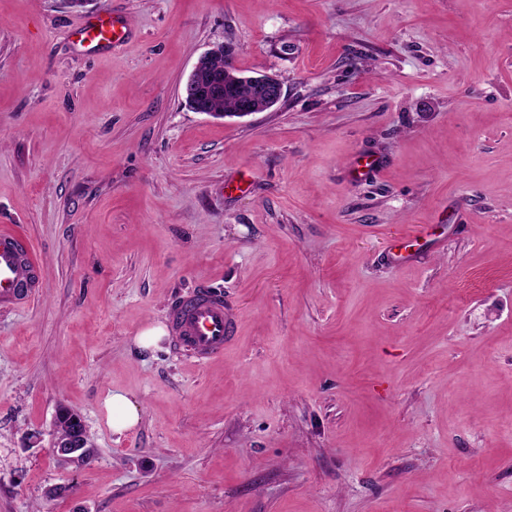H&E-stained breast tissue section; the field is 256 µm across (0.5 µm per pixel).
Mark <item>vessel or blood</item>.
Here are the masks:
<instances>
[{"label": "vessel or blood", "instance_id": "vessel-or-blood-1", "mask_svg": "<svg viewBox=\"0 0 512 512\" xmlns=\"http://www.w3.org/2000/svg\"><path fill=\"white\" fill-rule=\"evenodd\" d=\"M77 30L91 47L114 45L127 33L123 21L98 16L81 21ZM32 247L14 233L0 230V307L11 308L33 300L40 286L41 269ZM175 344L197 362H209L224 353L226 315L223 294L207 288L175 302L170 308Z\"/></svg>", "mask_w": 512, "mask_h": 512}]
</instances>
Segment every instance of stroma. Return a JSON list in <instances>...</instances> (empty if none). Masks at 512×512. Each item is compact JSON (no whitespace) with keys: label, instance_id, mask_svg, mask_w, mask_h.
<instances>
[{"label":"stroma","instance_id":"obj_1","mask_svg":"<svg viewBox=\"0 0 512 512\" xmlns=\"http://www.w3.org/2000/svg\"><path fill=\"white\" fill-rule=\"evenodd\" d=\"M220 44L276 106H186ZM1 227L0 512H512V0H0ZM200 288L223 356L135 344ZM77 30L84 35V39L88 40V45L92 48L115 45L122 41L127 33L124 22L113 16H97L81 21L77 25ZM32 246L14 233L0 230V307L11 308L33 300L40 287L41 269ZM107 422L115 433L133 429L140 422V407L122 393H112L104 400ZM86 435L83 422L81 426L74 425L66 432H60L56 428L54 439L50 445L52 454L60 460L87 461L89 445Z\"/></svg>","mask_w":512,"mask_h":512}]
</instances>
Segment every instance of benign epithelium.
<instances>
[{"label":"benign epithelium","mask_w":512,"mask_h":512,"mask_svg":"<svg viewBox=\"0 0 512 512\" xmlns=\"http://www.w3.org/2000/svg\"><path fill=\"white\" fill-rule=\"evenodd\" d=\"M220 55L224 58V73L221 78L214 76L211 70L212 60ZM237 72L235 49L230 45H217L200 55L193 66L189 81L183 88V95L189 101L191 109L218 119L245 118L264 112L271 105L279 102L282 96L281 83L277 78L265 74L249 77L251 89L239 99L236 111L229 114L212 111L202 94L196 91L198 83L203 79L210 81V93L220 96L224 94L222 78L231 79L234 87L239 85L242 77L238 76ZM50 448L52 454L60 460H88L89 445L85 426L75 425L65 432H56Z\"/></svg>","instance_id":"7a95c632"}]
</instances>
